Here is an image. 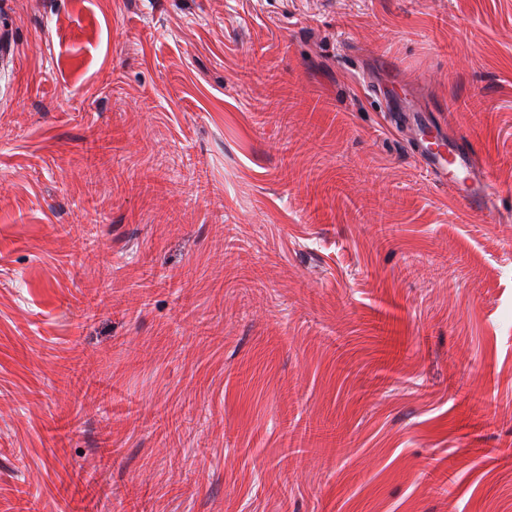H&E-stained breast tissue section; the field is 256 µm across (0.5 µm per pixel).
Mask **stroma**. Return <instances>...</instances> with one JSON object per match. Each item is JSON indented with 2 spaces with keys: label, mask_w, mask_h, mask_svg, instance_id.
<instances>
[{
  "label": "stroma",
  "mask_w": 512,
  "mask_h": 512,
  "mask_svg": "<svg viewBox=\"0 0 512 512\" xmlns=\"http://www.w3.org/2000/svg\"><path fill=\"white\" fill-rule=\"evenodd\" d=\"M2 46L0 512H512V223L383 128L512 212V0H0ZM297 418L344 450L292 473ZM417 142L420 163L460 207L491 209L494 194L489 187L490 181L475 168L466 137L446 138L444 127L436 119H425L419 128Z\"/></svg>",
  "instance_id": "1"
}]
</instances>
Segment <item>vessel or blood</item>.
<instances>
[{"mask_svg": "<svg viewBox=\"0 0 512 512\" xmlns=\"http://www.w3.org/2000/svg\"><path fill=\"white\" fill-rule=\"evenodd\" d=\"M417 156L439 186L448 190L460 207L489 210L494 194L487 177L475 168L466 137H448L435 120L424 121L418 133Z\"/></svg>", "mask_w": 512, "mask_h": 512, "instance_id": "vessel-or-blood-1", "label": "vessel or blood"}]
</instances>
